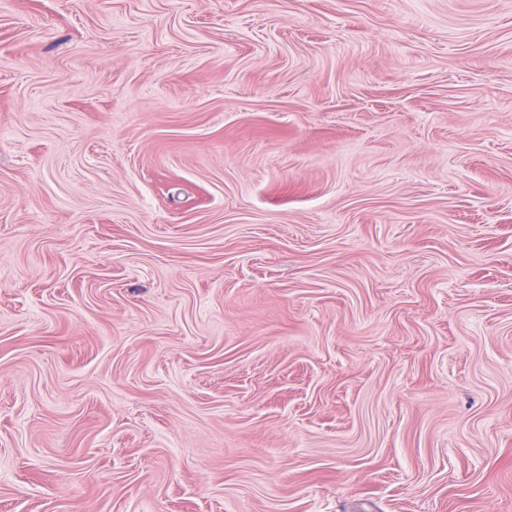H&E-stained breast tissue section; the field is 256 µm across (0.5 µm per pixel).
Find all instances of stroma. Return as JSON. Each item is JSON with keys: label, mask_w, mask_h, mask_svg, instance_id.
<instances>
[{"label": "stroma", "mask_w": 512, "mask_h": 512, "mask_svg": "<svg viewBox=\"0 0 512 512\" xmlns=\"http://www.w3.org/2000/svg\"><path fill=\"white\" fill-rule=\"evenodd\" d=\"M0 512H512V0H0Z\"/></svg>", "instance_id": "stroma-1"}]
</instances>
